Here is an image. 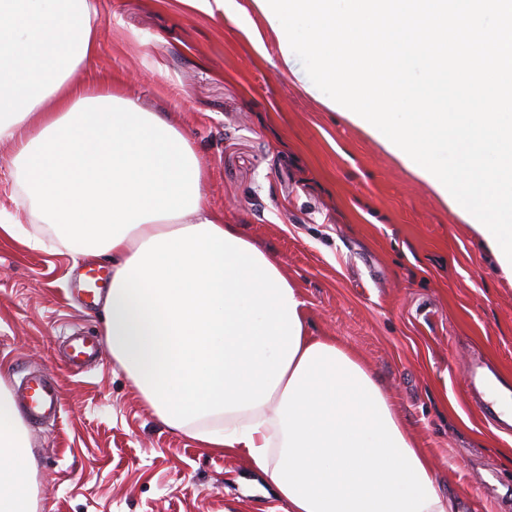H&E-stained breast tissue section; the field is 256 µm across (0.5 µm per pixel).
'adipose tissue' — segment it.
<instances>
[{
  "instance_id": "1",
  "label": "adipose tissue",
  "mask_w": 512,
  "mask_h": 512,
  "mask_svg": "<svg viewBox=\"0 0 512 512\" xmlns=\"http://www.w3.org/2000/svg\"><path fill=\"white\" fill-rule=\"evenodd\" d=\"M97 0H0V147L60 240L107 258L104 336L165 425L265 473L286 512H454L350 349L308 328L276 259L208 201L192 142L92 72ZM0 382V512H30Z\"/></svg>"
}]
</instances>
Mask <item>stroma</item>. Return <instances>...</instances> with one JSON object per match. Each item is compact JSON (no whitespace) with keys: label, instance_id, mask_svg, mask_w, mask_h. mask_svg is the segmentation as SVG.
Listing matches in <instances>:
<instances>
[{"label":"stroma","instance_id":"1","mask_svg":"<svg viewBox=\"0 0 512 512\" xmlns=\"http://www.w3.org/2000/svg\"><path fill=\"white\" fill-rule=\"evenodd\" d=\"M95 69L189 136L205 192L271 251L309 328L346 343L426 448L456 512H512V433L465 392L468 364L512 378V280L472 224L343 113L276 71L256 13L209 17L184 0H98ZM89 261L50 225L0 234V378L56 381L54 421L26 423L35 512H271L267 476L240 454L163 424L102 349L69 369L64 337L100 335L81 290Z\"/></svg>","mask_w":512,"mask_h":512}]
</instances>
